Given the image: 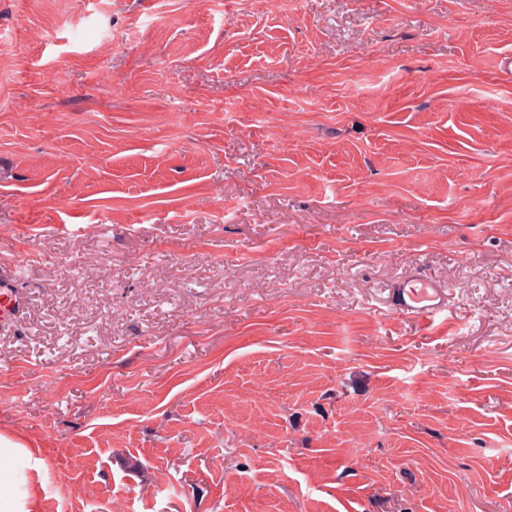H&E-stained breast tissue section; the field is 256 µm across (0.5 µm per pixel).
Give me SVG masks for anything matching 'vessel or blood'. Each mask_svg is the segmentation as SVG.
I'll list each match as a JSON object with an SVG mask.
<instances>
[{"instance_id": "obj_1", "label": "vessel or blood", "mask_w": 512, "mask_h": 512, "mask_svg": "<svg viewBox=\"0 0 512 512\" xmlns=\"http://www.w3.org/2000/svg\"><path fill=\"white\" fill-rule=\"evenodd\" d=\"M391 307L398 313L432 320L448 309V290L441 282L422 273H413L389 290Z\"/></svg>"}]
</instances>
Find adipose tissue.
Returning a JSON list of instances; mask_svg holds the SVG:
<instances>
[{
    "instance_id": "obj_1",
    "label": "adipose tissue",
    "mask_w": 512,
    "mask_h": 512,
    "mask_svg": "<svg viewBox=\"0 0 512 512\" xmlns=\"http://www.w3.org/2000/svg\"><path fill=\"white\" fill-rule=\"evenodd\" d=\"M0 512H37L38 500L29 485L28 474L41 470L44 461L28 444L7 433H0Z\"/></svg>"
}]
</instances>
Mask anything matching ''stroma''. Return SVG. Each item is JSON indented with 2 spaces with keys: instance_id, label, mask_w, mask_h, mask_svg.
<instances>
[{
  "instance_id": "1",
  "label": "stroma",
  "mask_w": 512,
  "mask_h": 512,
  "mask_svg": "<svg viewBox=\"0 0 512 512\" xmlns=\"http://www.w3.org/2000/svg\"><path fill=\"white\" fill-rule=\"evenodd\" d=\"M509 51L512 0H0L38 512H512ZM390 306L406 316L432 320L448 309V289L433 277L415 272L389 288Z\"/></svg>"
}]
</instances>
